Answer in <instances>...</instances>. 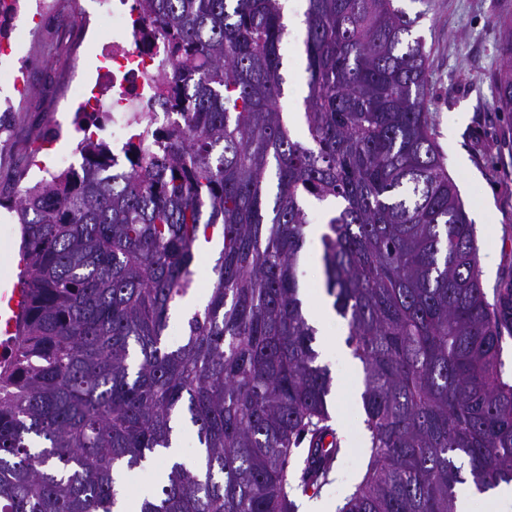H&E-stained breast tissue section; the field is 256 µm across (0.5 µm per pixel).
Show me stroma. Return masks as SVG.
Masks as SVG:
<instances>
[{
	"instance_id": "stroma-1",
	"label": "stroma",
	"mask_w": 512,
	"mask_h": 512,
	"mask_svg": "<svg viewBox=\"0 0 512 512\" xmlns=\"http://www.w3.org/2000/svg\"><path fill=\"white\" fill-rule=\"evenodd\" d=\"M505 0H402L409 16L415 17L414 35L420 36L430 54V83L434 91L432 116L436 140L456 182L469 218L488 210L492 232L478 238L480 257L488 258L492 269L483 273L488 297H495L499 284L512 277V114L493 109V90L487 78L494 68L500 29L494 21ZM305 0H292L288 36L283 54L288 88L281 107L293 121L297 137L306 130L299 118L307 93L302 66L305 26L299 21ZM94 0H60L55 15L39 32L19 41L15 57L27 62L31 92L18 96L12 83L0 76V101L11 99L13 108L0 120V195H11L15 176L26 170L27 181L42 177L33 163L38 150L50 153L53 162L70 159L79 167L76 149L83 137L76 115L68 106L71 78L81 71L92 78L103 66L100 47L81 41ZM19 226L14 215L0 208V281L15 282L19 269ZM344 320L328 325L326 335L316 337L318 361L333 378L332 424L344 441L333 462L329 484L317 496L318 502L335 512L349 496L365 468L364 446L359 439L362 413L359 402L351 400L350 388L362 385L352 375L349 360L339 359L334 341L347 336Z\"/></svg>"
}]
</instances>
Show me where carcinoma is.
Segmentation results:
<instances>
[{
    "label": "carcinoma",
    "mask_w": 512,
    "mask_h": 512,
    "mask_svg": "<svg viewBox=\"0 0 512 512\" xmlns=\"http://www.w3.org/2000/svg\"><path fill=\"white\" fill-rule=\"evenodd\" d=\"M305 2L306 139L279 107L281 0H136L172 68L125 162L90 135L79 168L0 199L32 302L0 364V512H114L116 474L182 421L199 461L173 464L140 512H297L292 493L327 483L341 439L303 314L306 197L335 205L324 288L363 370L369 461L337 512H457L458 485L512 482V281L488 301L416 20L397 0ZM497 22L488 78L512 112V13ZM154 108L176 119L157 126ZM216 231L208 300L172 347Z\"/></svg>",
    "instance_id": "carcinoma-1"
}]
</instances>
